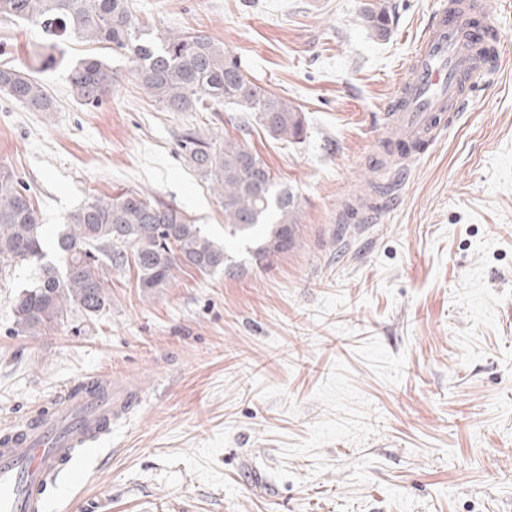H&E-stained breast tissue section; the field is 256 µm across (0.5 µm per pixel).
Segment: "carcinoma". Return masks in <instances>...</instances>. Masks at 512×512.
<instances>
[{
  "label": "carcinoma",
  "instance_id": "1",
  "mask_svg": "<svg viewBox=\"0 0 512 512\" xmlns=\"http://www.w3.org/2000/svg\"><path fill=\"white\" fill-rule=\"evenodd\" d=\"M392 13L387 0H367L361 17L384 39ZM0 18L42 31L35 57L44 66L53 64L54 50L74 36L126 56L140 86L168 112H214L227 103L237 108L243 132L256 124L272 138L296 144L306 135L304 112L250 79L224 43L189 32L153 37L130 0H0ZM69 81L77 101L97 106L112 93L115 77L103 60L87 56L73 66ZM0 93L33 112L55 111L44 84L16 66H0ZM180 149L221 200L222 244L178 207L131 189L88 197L59 225L50 254L29 188L0 165V273L23 264L40 267L37 278L14 295L17 335L39 336L64 325L75 311L93 320L112 301L109 271H133L136 286L150 295L182 267L239 275L246 266L229 256L236 245L245 246L256 267L272 265L295 247L299 196L259 153L237 139L218 141L191 129Z\"/></svg>",
  "mask_w": 512,
  "mask_h": 512
}]
</instances>
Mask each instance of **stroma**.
<instances>
[{
    "label": "stroma",
    "mask_w": 512,
    "mask_h": 512,
    "mask_svg": "<svg viewBox=\"0 0 512 512\" xmlns=\"http://www.w3.org/2000/svg\"><path fill=\"white\" fill-rule=\"evenodd\" d=\"M389 37L364 0H131L152 33L223 42L249 78L300 106V144L235 111L168 112L127 58L72 38L51 69L38 27L0 20V65L34 70L57 101L0 94V164L30 189L47 236L89 195L141 191L224 239V209L184 159L186 127L241 138L301 200L296 246L240 276L177 271L151 296L108 273L112 301L39 336L14 333L32 267L0 275V429L106 373L143 399L45 492L47 512H512V0H486L497 71L405 172L377 169L384 109L441 0H391ZM117 73L100 106L71 66ZM369 196L364 229L340 224ZM392 5L385 0H367L361 12L365 25L380 39L390 34ZM112 68L96 56H86L70 72L69 84L74 98L86 105L97 106L111 93L115 83Z\"/></svg>",
    "instance_id": "35a3bbf8"
}]
</instances>
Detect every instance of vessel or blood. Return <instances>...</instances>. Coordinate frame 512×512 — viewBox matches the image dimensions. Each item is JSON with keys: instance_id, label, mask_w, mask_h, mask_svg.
<instances>
[{"instance_id": "b4317fda", "label": "vessel or blood", "mask_w": 512, "mask_h": 512, "mask_svg": "<svg viewBox=\"0 0 512 512\" xmlns=\"http://www.w3.org/2000/svg\"><path fill=\"white\" fill-rule=\"evenodd\" d=\"M485 10L469 0H442L424 26L388 111L407 156L441 138L466 109L477 78L495 70L500 52L488 50L485 29L473 22ZM139 400L136 390L101 375L1 432L0 512H45L48 482L77 448L96 443Z\"/></svg>"}]
</instances>
